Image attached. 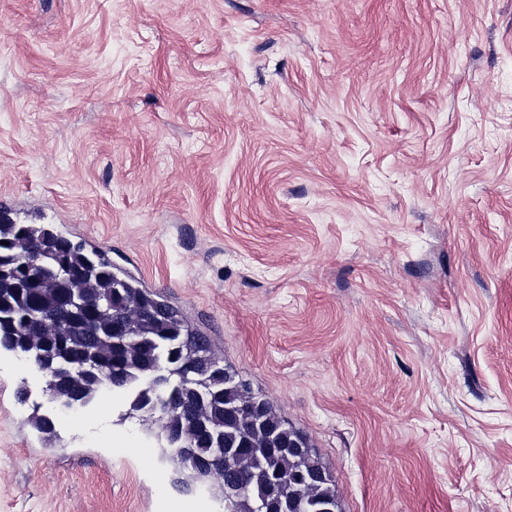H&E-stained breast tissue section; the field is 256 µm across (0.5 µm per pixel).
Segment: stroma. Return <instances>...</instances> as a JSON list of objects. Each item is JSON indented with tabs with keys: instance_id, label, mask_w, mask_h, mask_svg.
Wrapping results in <instances>:
<instances>
[{
	"instance_id": "obj_1",
	"label": "stroma",
	"mask_w": 512,
	"mask_h": 512,
	"mask_svg": "<svg viewBox=\"0 0 512 512\" xmlns=\"http://www.w3.org/2000/svg\"><path fill=\"white\" fill-rule=\"evenodd\" d=\"M0 211L177 308L341 512H512V0H0ZM44 387L0 357V512H222L125 391L45 447ZM29 422L39 434L45 445H51L57 437L55 418L52 413L39 414L38 409L34 412Z\"/></svg>"
}]
</instances>
